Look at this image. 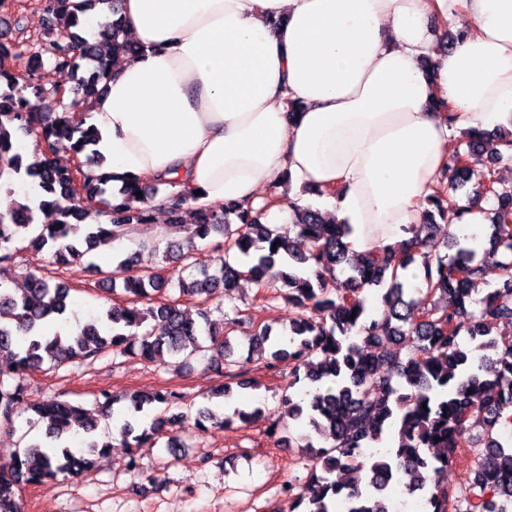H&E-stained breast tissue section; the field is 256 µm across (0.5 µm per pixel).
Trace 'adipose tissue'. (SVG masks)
I'll return each instance as SVG.
<instances>
[{
    "label": "adipose tissue",
    "instance_id": "adipose-tissue-1",
    "mask_svg": "<svg viewBox=\"0 0 512 512\" xmlns=\"http://www.w3.org/2000/svg\"><path fill=\"white\" fill-rule=\"evenodd\" d=\"M122 19L139 51L88 104L113 187L175 178L274 224L290 219L283 180L337 187L324 208L357 252L419 223L454 129L512 121V0H124ZM461 20L430 55L436 27Z\"/></svg>",
    "mask_w": 512,
    "mask_h": 512
}]
</instances>
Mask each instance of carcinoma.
<instances>
[{
    "instance_id": "carcinoma-1",
    "label": "carcinoma",
    "mask_w": 512,
    "mask_h": 512,
    "mask_svg": "<svg viewBox=\"0 0 512 512\" xmlns=\"http://www.w3.org/2000/svg\"><path fill=\"white\" fill-rule=\"evenodd\" d=\"M97 3L38 0L39 10L54 21L47 38L0 42V160L7 159L11 173L41 189L36 206L12 198L0 211V365L8 368L0 371V427L25 409L24 380L46 363L58 369L106 352L148 362L200 355L221 373L230 366V334L245 325L244 339L252 350L268 352L269 368L286 360L293 365L289 385H308L303 401L284 392L278 403L281 414L303 433L293 436L279 420L268 426L277 441L308 452L304 487L295 497L301 512H336L340 498L346 512H396L391 490L397 484L418 495L428 512H512V436H493L495 428L512 425V336L492 334L512 324V193L499 190L496 178L497 166L512 162V129L492 137L476 129L463 132L466 149L450 159L448 186H435L425 200L422 223L410 225L405 229L409 237L391 246L357 253L349 241L350 225L328 221L318 207L290 198L296 236L287 249L274 250L280 234L265 222L264 210L241 204L193 206L179 183L153 181L168 215L162 225L168 266L142 271L133 253L113 257L109 271L94 266L99 282L112 293L121 289L127 304L108 307L74 335L57 330L50 336V324L68 321L71 288L45 274L27 275L20 296L6 287L16 259L12 244L19 239L35 252L50 250L54 263L64 267L151 219L150 210L141 206L145 198L137 196L145 192L143 180L122 186L121 200L114 203L112 176L94 174L100 161L92 146L99 135L83 114L110 68L100 45L111 43L114 58L138 51L121 38L119 0H112L117 19L104 26L100 39L90 42L74 31L79 15ZM23 55L28 65L17 72L10 60ZM47 62L72 85L46 89L39 71ZM48 97L61 108L50 120L35 113ZM20 132L36 134L44 145L41 161L25 165L12 152ZM63 145L85 156L78 192L75 171L51 158ZM476 150L489 155L490 168L481 188L462 205L456 193L467 182V159ZM37 208L54 213L55 222L35 223ZM477 214L489 221L486 252L502 255L501 260L478 257L467 237L452 231L449 252L427 249L426 236L440 225L466 224ZM188 227L192 234L183 241L181 232ZM213 236L224 239L214 270L184 275L192 266L196 240ZM412 265L421 275L419 286L405 275ZM338 273L349 283L343 293L333 287ZM243 280L253 283L262 299L287 305L288 340L238 313L221 330L206 311L197 310L194 319L182 308L184 299L230 298ZM487 280V293L472 297V286ZM367 287L380 296L378 318L362 296ZM172 289L178 297H169ZM394 345L408 348V355L401 357ZM101 396L100 410L126 408L115 442L96 435L99 417L77 403L50 399L34 407L42 433L16 455L11 471L0 472V512H21V486L88 471L95 458L115 448L125 449L135 468L136 449L148 443L165 437L167 447H181L170 435L172 422L183 417L172 413L176 393ZM236 418L249 425L262 418V409L236 407L219 414L203 407L194 427L205 432L230 426ZM74 423L87 438V449L79 455L68 446ZM429 448L442 449V455L430 457ZM459 461L467 462V478L450 490L442 474Z\"/></svg>"
}]
</instances>
